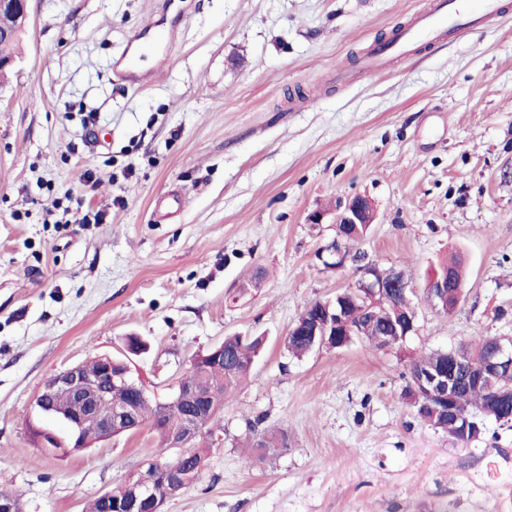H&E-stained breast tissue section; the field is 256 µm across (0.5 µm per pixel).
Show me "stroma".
<instances>
[{"instance_id": "obj_1", "label": "stroma", "mask_w": 512, "mask_h": 512, "mask_svg": "<svg viewBox=\"0 0 512 512\" xmlns=\"http://www.w3.org/2000/svg\"><path fill=\"white\" fill-rule=\"evenodd\" d=\"M158 2L29 0L0 79V490L24 512H85L159 446L146 426L42 448L33 429L67 435L33 408L56 372L135 334L149 350L130 368L161 400L250 330L264 353L163 512H512V423L457 444L402 377L419 353L512 336V11L367 72L358 59L427 0H184L170 46L151 32ZM129 44L135 85L111 74ZM86 178L94 191L66 200ZM354 195L377 214L361 248L404 273L417 331L399 350L290 356L304 307L358 279L323 268L334 227L306 218ZM453 253L465 296L444 314L425 285ZM255 421L288 450L247 463Z\"/></svg>"}]
</instances>
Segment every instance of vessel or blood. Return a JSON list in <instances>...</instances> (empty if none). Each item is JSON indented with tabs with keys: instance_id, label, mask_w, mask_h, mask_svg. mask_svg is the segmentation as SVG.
I'll use <instances>...</instances> for the list:
<instances>
[{
	"instance_id": "obj_1",
	"label": "vessel or blood",
	"mask_w": 512,
	"mask_h": 512,
	"mask_svg": "<svg viewBox=\"0 0 512 512\" xmlns=\"http://www.w3.org/2000/svg\"><path fill=\"white\" fill-rule=\"evenodd\" d=\"M502 11L500 0H429L393 41L368 53L363 67L371 71L388 69L415 46L431 45L448 34L465 33L484 26Z\"/></svg>"
}]
</instances>
